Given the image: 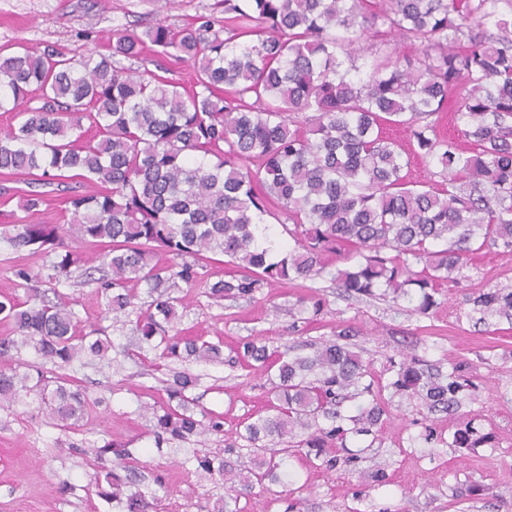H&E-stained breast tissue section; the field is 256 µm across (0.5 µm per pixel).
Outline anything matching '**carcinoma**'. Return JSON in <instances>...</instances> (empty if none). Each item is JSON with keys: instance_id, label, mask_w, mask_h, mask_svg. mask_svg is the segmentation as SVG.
Wrapping results in <instances>:
<instances>
[{"instance_id": "obj_1", "label": "carcinoma", "mask_w": 512, "mask_h": 512, "mask_svg": "<svg viewBox=\"0 0 512 512\" xmlns=\"http://www.w3.org/2000/svg\"><path fill=\"white\" fill-rule=\"evenodd\" d=\"M224 17H200L175 30L159 20L142 34L114 30L107 55L90 50L66 58L0 55V111L18 125L0 138V171L39 172L49 184L71 173L104 186L67 198L70 224H14L15 250L53 257L51 279L65 283L80 259L69 237L105 243L96 256L106 272L97 299L115 322L138 298L129 282L157 292L134 322L139 354L167 361H224V343L176 330L181 297L203 278L209 255L221 254L240 277L212 283L208 297L248 298L265 286L312 280L326 257L347 247L336 287L349 296L418 298L424 313L439 288L458 282L483 248L512 251V0H222ZM394 34L420 56L372 51L370 38ZM191 63L190 87L142 71L146 46ZM368 58L367 77L344 67ZM43 101L31 106L33 92ZM453 113L456 138H442V112ZM96 143L82 142L83 123ZM410 131L414 153L440 168V184L419 189L407 179L402 147L385 126ZM276 205L288 240L270 234ZM422 265L419 270L416 265ZM50 301L0 298V358L32 347L45 363L69 366L85 357L110 360L103 329L78 330L67 294ZM477 322L512 320V288L468 298ZM346 326L308 343L310 355L256 339L237 358L266 368V407L243 422L248 457L227 450L193 452L184 460L201 480L224 482L238 501L265 483L287 484L283 469L293 445L327 471L354 467L360 456L347 436H376L390 416L384 392L448 412L458 395L476 389L459 365L445 373L404 355L390 360L385 380L349 349ZM200 375L176 371L165 396L149 407L155 448L224 432V420L195 416ZM362 397L353 415L344 402ZM22 403L71 429L89 402L67 380L0 368V404ZM489 441L470 420L452 447ZM342 450L343 455L336 454ZM101 464L98 496L113 512H157L159 495L145 484L127 448L93 449ZM117 463L107 465L108 454Z\"/></svg>"}]
</instances>
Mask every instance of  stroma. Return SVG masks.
I'll use <instances>...</instances> for the list:
<instances>
[{"mask_svg": "<svg viewBox=\"0 0 512 512\" xmlns=\"http://www.w3.org/2000/svg\"><path fill=\"white\" fill-rule=\"evenodd\" d=\"M222 17L217 0H0V52H42L53 48L70 57L94 49L104 54L114 29L136 32L157 20L179 29L198 16ZM43 190L45 203L37 212L20 208L28 191ZM81 178L40 186L34 175L0 173V294L26 299L32 289H48L49 258L41 253L15 251L6 240V225L65 224L70 220L64 199L92 191ZM82 259L64 284L81 330L106 327L114 343L128 345L129 327L105 325L97 305V285L84 271L85 259L99 246L72 242ZM37 274L35 283L19 280L17 267ZM512 286V253L485 249L476 254L458 284L441 288L437 305L428 314L412 312L409 303L345 297L329 272L305 282L283 281L261 289L254 299L217 302L205 286L191 289L184 298L181 335H203L223 340L225 349L258 337L269 347L288 344L291 337L319 340L337 326L349 325L363 357L375 373H382L389 358L413 352L429 363L450 369L461 364L478 377L475 400H463L450 414H428L417 401L393 397L391 417L374 444L350 441L360 451L357 470L327 472L291 459L290 468L307 486L300 493V512H512V322L491 320L477 325L469 317V296L492 288ZM317 295L325 305L317 320L294 323L289 313L298 297ZM298 334H290V324ZM49 375L72 380L98 397L81 427L64 432L46 414L22 405L0 406V512H107L91 476L96 469L95 447L124 443L140 459L147 477H161V512H213L223 499V483L198 480L186 472L183 454L157 450L148 433L144 406L153 404L169 376L167 366L137 356L118 357L110 366H48ZM201 384L195 395L200 407L223 416L224 431L194 438L187 447L218 453L227 447L243 448L244 418L263 404L267 375L228 357L223 363L200 367ZM480 413L484 427L496 437L494 447L459 450L422 439L424 426L449 436L457 424ZM385 463L391 477L382 487H366L364 473Z\"/></svg>", "mask_w": 512, "mask_h": 512, "instance_id": "obj_1", "label": "stroma"}]
</instances>
